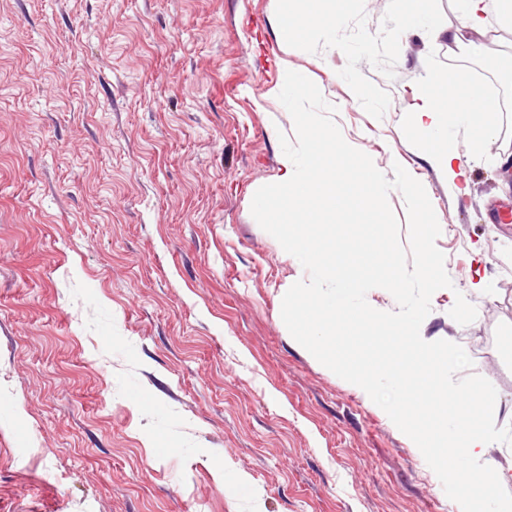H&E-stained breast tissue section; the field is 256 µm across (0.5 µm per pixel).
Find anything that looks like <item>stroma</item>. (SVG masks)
<instances>
[{
  "label": "stroma",
  "instance_id": "stroma-1",
  "mask_svg": "<svg viewBox=\"0 0 512 512\" xmlns=\"http://www.w3.org/2000/svg\"><path fill=\"white\" fill-rule=\"evenodd\" d=\"M286 0H0V512H458L386 413L281 318L308 274L251 214L293 120L281 60L345 141L422 183L451 287L425 336L458 343L512 424V112L463 177L404 123L412 86L498 46L432 40L393 0L280 31ZM361 82L372 103L353 100ZM477 318L457 323V296ZM243 474L259 492L225 488ZM336 20L335 12L299 14L298 22L295 26L291 28L286 26L281 30V43L284 46L288 45V42L295 38V31L297 29L320 28L326 31L335 29Z\"/></svg>",
  "mask_w": 512,
  "mask_h": 512
}]
</instances>
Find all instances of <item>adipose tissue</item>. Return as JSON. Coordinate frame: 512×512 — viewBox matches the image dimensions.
Segmentation results:
<instances>
[{
    "label": "adipose tissue",
    "instance_id": "obj_1",
    "mask_svg": "<svg viewBox=\"0 0 512 512\" xmlns=\"http://www.w3.org/2000/svg\"><path fill=\"white\" fill-rule=\"evenodd\" d=\"M453 3L461 24L446 27L425 9H413L408 0H397L398 13L404 21L457 45L462 43L465 32L483 35L493 31L495 26L512 24V0H453ZM463 79L460 72H430L424 83L414 88L413 102L405 115L407 127L421 139L440 143L441 149L435 154L434 162L452 181L460 177L462 170L455 149V129L479 130L484 141L495 136L489 118L498 108L497 101L490 98L481 105H474L473 89L464 84Z\"/></svg>",
    "mask_w": 512,
    "mask_h": 512
}]
</instances>
